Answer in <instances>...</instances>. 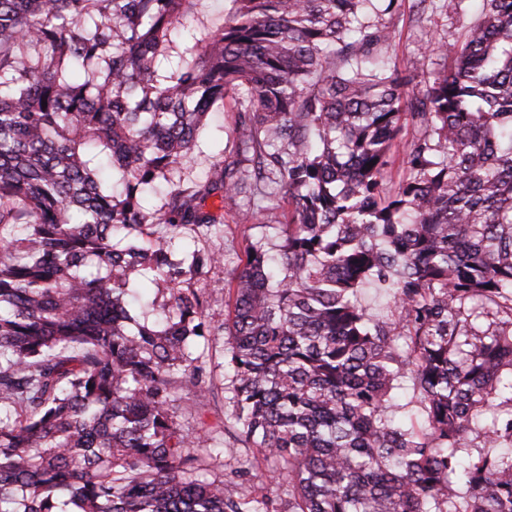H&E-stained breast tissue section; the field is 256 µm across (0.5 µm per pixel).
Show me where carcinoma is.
Wrapping results in <instances>:
<instances>
[{
    "label": "carcinoma",
    "mask_w": 512,
    "mask_h": 512,
    "mask_svg": "<svg viewBox=\"0 0 512 512\" xmlns=\"http://www.w3.org/2000/svg\"><path fill=\"white\" fill-rule=\"evenodd\" d=\"M200 2L0 0V512H512V0L422 47L444 64L416 91L385 59L398 0H229L206 39ZM227 96L230 158L146 211ZM214 194L287 202L277 255L176 258ZM214 269L227 429L266 462L239 471L250 500L171 412L216 399L193 288Z\"/></svg>",
    "instance_id": "obj_1"
}]
</instances>
